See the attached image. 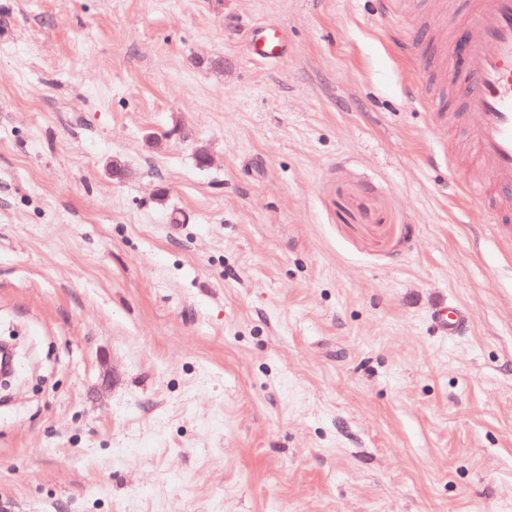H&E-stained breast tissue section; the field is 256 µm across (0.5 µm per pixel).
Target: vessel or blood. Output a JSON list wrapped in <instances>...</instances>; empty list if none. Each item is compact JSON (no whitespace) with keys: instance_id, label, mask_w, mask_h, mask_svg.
<instances>
[{"instance_id":"1","label":"vessel or blood","mask_w":512,"mask_h":512,"mask_svg":"<svg viewBox=\"0 0 512 512\" xmlns=\"http://www.w3.org/2000/svg\"><path fill=\"white\" fill-rule=\"evenodd\" d=\"M447 0H430L426 10L406 14L405 42L413 57L432 55L423 87L433 101L435 122L462 129L478 186L464 194L482 205L491 223L512 227V0H464L455 30L436 24ZM426 40H419L418 32ZM256 59H277L285 46L282 29L256 27Z\"/></svg>"}]
</instances>
